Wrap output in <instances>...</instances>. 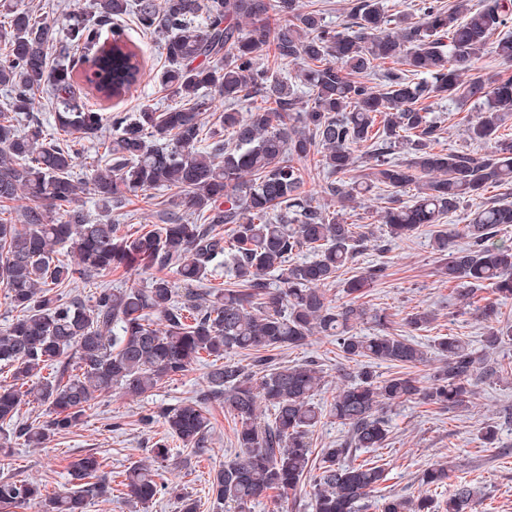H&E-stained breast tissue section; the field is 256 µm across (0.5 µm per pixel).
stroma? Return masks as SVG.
<instances>
[{
	"mask_svg": "<svg viewBox=\"0 0 512 512\" xmlns=\"http://www.w3.org/2000/svg\"><path fill=\"white\" fill-rule=\"evenodd\" d=\"M125 32L139 49L143 81L131 97L103 103V111L134 113L146 104L167 107L170 94L158 81L167 66L160 44L143 36L134 21H126ZM474 112L471 105L460 108L445 100L431 101L430 116L442 128L439 149L479 150V143L471 141L466 132ZM169 197V192L159 191L153 203H126L107 212L91 196H84L83 202L93 220L109 221L131 232L144 224L162 223L169 210ZM379 262L386 265V275L366 288L360 299L369 313L368 320L357 327L360 335L376 333L372 314H386L390 327L400 331L407 314L431 311L436 319L428 330L420 332L419 341L453 335L481 348L483 329L478 313L475 307L463 304L455 284L442 282L440 257L433 249L429 229L392 242L385 253L364 250L355 260L360 269ZM278 360L286 364L318 361L332 384L340 370L336 347L325 336L312 337L306 346L280 351ZM205 387L206 370L197 365L148 397L100 396L78 427L51 437L46 447L28 448L19 441L0 447V478L36 481L52 494L68 488L72 457L89 453L104 459L106 471L121 472L132 462L150 457L153 443L165 434L162 422L145 425L141 416L162 406L193 400ZM507 409L512 410V372L481 376L469 402L456 409L442 410L414 399L392 406L388 441L373 454L387 471L380 494H418L423 471L448 461L452 472L447 484L433 492L436 504H443L464 483L477 493L474 512H512V423L503 418ZM213 413L208 455L197 458L182 445L172 444L169 459L158 468V480L168 485L169 491L153 501L146 512H179L175 498L179 491L198 500V512H216L210 495L213 475L236 445L233 418L218 405ZM488 424L498 426L500 448L483 447L478 440L479 429Z\"/></svg>",
	"mask_w": 512,
	"mask_h": 512,
	"instance_id": "stroma-1",
	"label": "stroma"
}]
</instances>
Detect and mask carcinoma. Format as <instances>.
Returning <instances> with one entry per match:
<instances>
[{
    "instance_id": "cac0c4a2",
    "label": "carcinoma",
    "mask_w": 512,
    "mask_h": 512,
    "mask_svg": "<svg viewBox=\"0 0 512 512\" xmlns=\"http://www.w3.org/2000/svg\"><path fill=\"white\" fill-rule=\"evenodd\" d=\"M127 16L163 46L168 65L160 83L176 98L163 110L146 105L133 115L107 114L77 96L80 81L105 100L140 87L143 67L122 28ZM350 17L354 29L340 31L296 0H91L89 11L66 16L59 27L31 7L0 5L8 44L0 56V287L18 312L0 328V371L10 372V381H0V429L10 432L0 439L39 448L80 425L97 396L117 390L145 397L203 363L206 391L142 416L145 424L157 416L166 427L152 461L167 460L171 439L207 454L210 405L218 403L234 419L237 448L211 483L217 506L246 512L270 491L285 498L310 481L314 512H361L387 472L353 456L385 446L388 407L418 399L459 408L479 375L507 371L491 363L490 352L512 341V325L501 324L499 311L512 301V241L497 238L499 227L512 225V202L472 211L461 249L451 248L460 231L443 219L488 185L512 184V136L501 133L512 115V76L472 68L492 38L497 56L512 63V0L477 7L425 0L418 19L391 18L381 0H354ZM106 26L111 36L104 39ZM269 60L298 69L288 77L265 65ZM389 61L400 68L385 67ZM377 72L382 89L367 80ZM40 90L55 103L51 133L33 115ZM213 92L224 110L211 123L202 115L213 108ZM248 97L261 104L244 116L236 106ZM429 99L479 104L468 136L484 152L434 150L440 126L429 117ZM86 141L104 151L81 183L74 169ZM401 145L409 158L396 161ZM360 150L369 167L356 175ZM310 163L333 177L328 191L341 212L313 204L305 191ZM409 186L413 199L401 203L392 195L376 212L384 238L343 217L375 188ZM153 190L175 191L173 210L166 223L133 233L92 222L79 199L86 192L108 210L114 202L147 203ZM21 197L28 204L13 206ZM184 208L193 221L179 215ZM223 225L229 233L219 231ZM424 226L435 227L440 276L464 286V304L479 288L492 290L494 298L478 308L481 353L459 336L426 347L385 325L374 336L357 335L367 315L358 299L385 276L383 264L344 282L347 303L333 307L326 297L323 286L368 242L383 253ZM303 252L311 258L295 260ZM225 263L224 287L207 285ZM120 270L148 277L130 288H102L88 300L63 292ZM270 275L278 278L275 288ZM433 320L413 312L405 325L418 331ZM318 335L334 338L338 356L356 366L341 375L327 408L316 401L325 386L317 362H276V351ZM240 353L250 356V367L235 361ZM432 354L439 366L432 384L421 386L408 370ZM382 362L407 372L384 377L374 369ZM25 404L46 407L50 419L39 427L18 422ZM328 416L348 437L321 449L315 464L310 435ZM103 468L92 454L73 458L74 484L52 495L0 478V503L37 500L41 512H88L112 494V475ZM121 477L135 504L166 493L143 461ZM448 477V464H438L423 472L421 484L442 485ZM473 505L463 484L442 510L472 512ZM375 508L437 512L423 495L384 496Z\"/></svg>"
}]
</instances>
